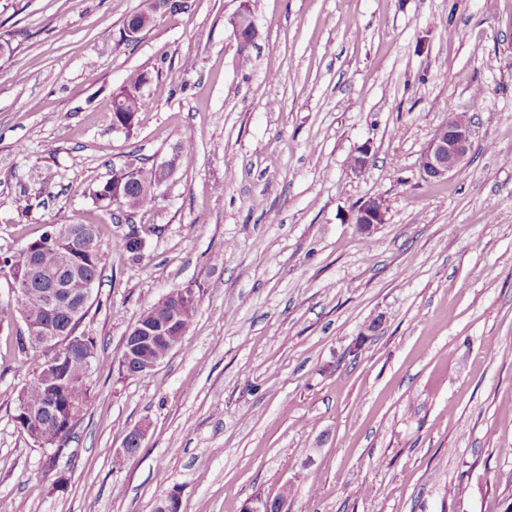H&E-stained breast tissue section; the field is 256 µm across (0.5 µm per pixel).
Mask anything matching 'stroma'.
<instances>
[{
    "label": "stroma",
    "instance_id": "stroma-1",
    "mask_svg": "<svg viewBox=\"0 0 512 512\" xmlns=\"http://www.w3.org/2000/svg\"><path fill=\"white\" fill-rule=\"evenodd\" d=\"M0 0V253L49 224L97 225L102 273L78 331L99 369L55 456L15 423L25 326L0 274V500L10 512H502L512 493V0ZM150 76L131 132L112 93ZM476 122L466 174L418 159L449 113ZM192 141L184 163L180 147ZM369 147L363 175L349 169ZM172 162L117 222L90 191L112 167ZM27 195V213L17 209ZM385 224L358 232L361 200ZM138 233L140 259L113 239ZM195 285L186 337L123 378L140 313ZM381 325L357 338L373 318ZM146 426L135 455L127 435ZM387 206L380 195L368 197L361 201L353 210L351 222L361 234L369 235L379 224L386 221Z\"/></svg>",
    "mask_w": 512,
    "mask_h": 512
}]
</instances>
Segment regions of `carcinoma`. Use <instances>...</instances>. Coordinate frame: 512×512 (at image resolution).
Listing matches in <instances>:
<instances>
[{"mask_svg": "<svg viewBox=\"0 0 512 512\" xmlns=\"http://www.w3.org/2000/svg\"><path fill=\"white\" fill-rule=\"evenodd\" d=\"M148 81V75L143 72L131 74L114 93L113 104L130 117L138 114L143 106L140 88ZM169 172L170 168L157 163L114 171L111 179L92 190L91 196L98 207H103L101 198L112 194V181L116 180L124 187L121 208L134 213L154 201L155 188ZM113 243L114 249L134 259L140 258L142 239L126 235ZM101 260L102 244L93 224H48L39 237L19 251L0 255V271L10 276L24 325L40 327L59 337L61 342L56 382L51 385L42 375L52 354L28 338L17 336V348L30 356L34 370L18 395L14 419L42 449L68 439L84 415L92 373L86 357L96 359V342L77 333V328L88 311L90 290L100 276ZM54 288L58 290V302L49 309L43 303V292ZM199 300L197 290L178 309L181 346ZM72 336L79 339L75 345L70 344Z\"/></svg>", "mask_w": 512, "mask_h": 512, "instance_id": "obj_1", "label": "carcinoma"}]
</instances>
